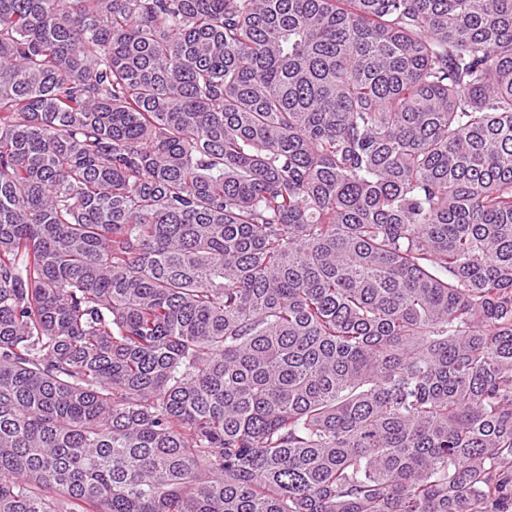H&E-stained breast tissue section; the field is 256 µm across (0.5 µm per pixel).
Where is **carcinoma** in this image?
<instances>
[{
    "label": "carcinoma",
    "mask_w": 512,
    "mask_h": 512,
    "mask_svg": "<svg viewBox=\"0 0 512 512\" xmlns=\"http://www.w3.org/2000/svg\"><path fill=\"white\" fill-rule=\"evenodd\" d=\"M0 512H512V0H0Z\"/></svg>",
    "instance_id": "obj_1"
}]
</instances>
